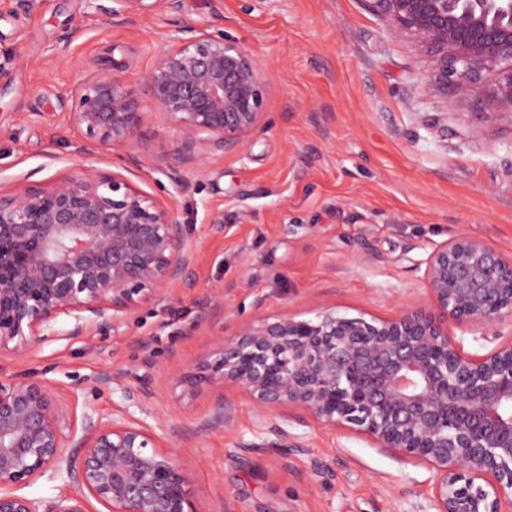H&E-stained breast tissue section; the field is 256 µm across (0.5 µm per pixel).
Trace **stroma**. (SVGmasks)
<instances>
[{
	"label": "stroma",
	"mask_w": 512,
	"mask_h": 512,
	"mask_svg": "<svg viewBox=\"0 0 512 512\" xmlns=\"http://www.w3.org/2000/svg\"><path fill=\"white\" fill-rule=\"evenodd\" d=\"M110 5L0 0V186L128 169L138 188L174 200L197 243L193 285L170 306H139L118 330L90 325L0 365L18 381H49L70 415L123 411L121 391L91 389L100 371L123 372L186 467L196 512H432L425 467L313 426L298 408L263 416L236 389L186 377L214 341L206 302L223 301L228 334L324 309L390 318L425 298L423 259L459 231L512 256V120L462 97L447 106L412 43L390 39L361 0H183L182 19L238 38L270 89L247 151L209 154L199 170L146 84L169 48L171 14L110 20ZM106 69L133 86L143 123L125 145L82 152L67 101ZM275 425L306 453L273 447ZM315 459L334 478L314 475Z\"/></svg>",
	"instance_id": "stroma-1"
}]
</instances>
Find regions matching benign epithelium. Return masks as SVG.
<instances>
[{
	"mask_svg": "<svg viewBox=\"0 0 512 512\" xmlns=\"http://www.w3.org/2000/svg\"><path fill=\"white\" fill-rule=\"evenodd\" d=\"M393 40H411L443 96L472 98L482 113L512 119V0H363ZM109 17L182 0H112ZM170 48L147 76L151 103L201 152H243L262 126L267 88L238 40L175 26ZM70 119L85 144H127L142 122L132 86L116 74L77 85ZM196 242L178 211L123 173L80 168L41 187L0 189V358L19 356L88 323L115 328L144 303L168 306L189 288ZM424 264L427 302L367 319L327 309L311 319L241 323L219 335L190 382L231 385L263 412L304 410L310 422L366 437L381 452L427 468L434 512H512V258L461 232L432 248ZM477 327L493 343L465 350L448 325ZM92 389L138 390L110 369ZM299 453L286 429H270ZM62 476L75 493H21L35 478ZM182 462L128 412L68 418L44 380L17 382L0 365V512H194Z\"/></svg>",
	"mask_w": 512,
	"mask_h": 512,
	"instance_id": "benign-epithelium-1",
	"label": "benign epithelium"
}]
</instances>
